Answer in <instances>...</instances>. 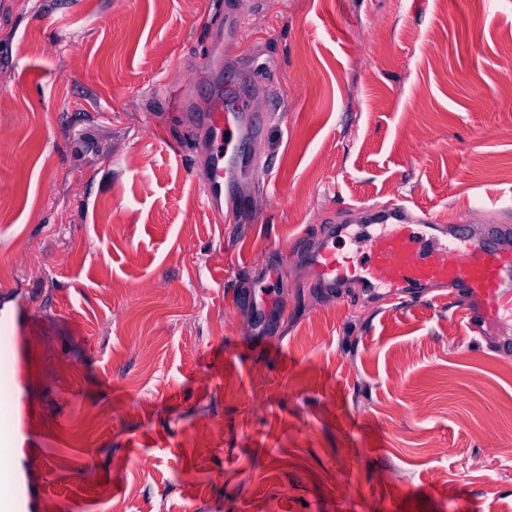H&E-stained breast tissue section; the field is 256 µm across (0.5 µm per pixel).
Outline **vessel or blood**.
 <instances>
[{
	"instance_id": "1",
	"label": "vessel or blood",
	"mask_w": 512,
	"mask_h": 512,
	"mask_svg": "<svg viewBox=\"0 0 512 512\" xmlns=\"http://www.w3.org/2000/svg\"><path fill=\"white\" fill-rule=\"evenodd\" d=\"M223 57V45L210 43L196 71L206 87L204 99L186 96L177 107L186 122L215 144L206 171V204L219 222L233 224L237 212L225 207L224 186L239 174L242 145L261 140L265 121L244 102L225 110ZM366 214L369 223L384 225L385 230L360 238L363 263H353L337 247L351 232L346 224L327 227L314 239L298 235L288 248L289 257L308 256L312 278L323 288L358 277L398 298L423 295L438 284L452 285L458 308L477 336L512 317L511 224H492L476 234L462 217L440 218L424 211L415 215L397 201L371 207Z\"/></svg>"
}]
</instances>
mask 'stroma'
I'll list each match as a JSON object with an SVG mask.
<instances>
[{"instance_id":"stroma-1","label":"stroma","mask_w":512,"mask_h":512,"mask_svg":"<svg viewBox=\"0 0 512 512\" xmlns=\"http://www.w3.org/2000/svg\"><path fill=\"white\" fill-rule=\"evenodd\" d=\"M511 32L512 0H0L25 512H512V321L286 258L350 207L512 190ZM218 35L269 117L236 224L170 107Z\"/></svg>"}]
</instances>
